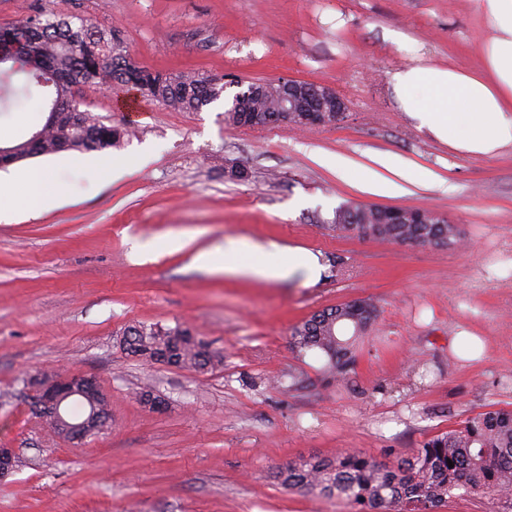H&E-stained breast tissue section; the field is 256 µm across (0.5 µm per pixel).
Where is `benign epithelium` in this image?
Returning <instances> with one entry per match:
<instances>
[{"mask_svg":"<svg viewBox=\"0 0 512 512\" xmlns=\"http://www.w3.org/2000/svg\"><path fill=\"white\" fill-rule=\"evenodd\" d=\"M251 96H274L278 101L276 111L280 112L279 123L292 124V113L299 115V126L303 128L319 126L323 119L321 112L329 110L336 113V119H341L346 105L333 90L316 86L308 91L295 80L281 83L272 87L261 82H253L250 86ZM90 397V407L80 419L70 416L68 404L77 396ZM30 396L38 407L45 409L54 420L56 428L62 434H68L72 439L79 441L91 431V423L97 418V403L103 395L96 388L95 379L87 375H72L60 379L57 383L30 391Z\"/></svg>","mask_w":512,"mask_h":512,"instance_id":"obj_1","label":"benign epithelium"}]
</instances>
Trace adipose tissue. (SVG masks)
Segmentation results:
<instances>
[{
	"instance_id": "ef3b65f1",
	"label": "adipose tissue",
	"mask_w": 512,
	"mask_h": 512,
	"mask_svg": "<svg viewBox=\"0 0 512 512\" xmlns=\"http://www.w3.org/2000/svg\"><path fill=\"white\" fill-rule=\"evenodd\" d=\"M478 7L489 28L481 70L432 66L415 55L392 72L390 82L402 111L418 128L455 151L493 156L512 141V0H478ZM65 199L62 187L36 172L27 176L24 196L0 188V218ZM277 250L276 244L242 238L229 245L223 261L209 251L200 252L195 261L203 267L220 263L225 271L266 282L320 278L323 266L315 254L283 261L276 259Z\"/></svg>"
}]
</instances>
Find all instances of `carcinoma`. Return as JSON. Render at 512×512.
I'll return each instance as SVG.
<instances>
[{
    "label": "carcinoma",
    "instance_id": "obj_1",
    "mask_svg": "<svg viewBox=\"0 0 512 512\" xmlns=\"http://www.w3.org/2000/svg\"><path fill=\"white\" fill-rule=\"evenodd\" d=\"M20 37L24 58L14 59L28 76L26 93L36 91L40 101L61 99L78 110L79 122L63 112L47 118L31 136L7 144L6 165L65 151L90 152L110 148L129 135L125 126H112L104 118L80 109V87L94 83L126 86L141 96L184 112H197L221 98L224 85L210 77L167 75L135 62L124 49L119 31H95L72 16L53 13L42 20L28 17L0 25V41ZM402 221L391 223L386 207H340L336 230L388 243H416L433 237L435 245L456 242L459 229L420 208H402ZM374 309L356 300L323 309L296 325L291 332L295 347L314 350L328 358L329 378H345L355 363L356 341L367 333ZM125 354L195 372L212 368L218 355L208 349L189 327L129 326L122 331ZM454 463L449 467L448 463ZM275 479L288 489L336 498L360 512H434L448 499L462 495H489L512 512V409H487L458 427L437 434L406 458L389 466L357 451H341L330 458L310 457L276 470Z\"/></svg>",
    "mask_w": 512,
    "mask_h": 512
}]
</instances>
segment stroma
Returning <instances> with one entry per match:
<instances>
[{
  "mask_svg": "<svg viewBox=\"0 0 512 512\" xmlns=\"http://www.w3.org/2000/svg\"><path fill=\"white\" fill-rule=\"evenodd\" d=\"M62 12L119 28L128 54L163 74L237 77L197 112L129 90L81 89L83 107L132 135L106 149L129 173L106 184L79 152L11 165L46 171L61 206L0 221V447L19 466L0 482V512H351L285 489L275 469L352 449L390 463L491 405L512 408V144L498 155L452 150L402 112L389 76L410 50L474 70L488 36L475 0H0V25ZM23 74L0 64V141L47 117ZM300 80L346 102L341 121L246 128L224 111L238 83ZM357 169L390 157L437 173L412 195H377L319 164ZM244 167L247 179L232 178ZM415 207L455 224L447 247L340 236L338 207ZM320 254L312 284L249 279L194 262L229 240ZM366 299L369 336L349 378L298 353L292 328ZM193 329L223 358L198 373L128 357L123 329ZM465 332L481 359L451 349ZM89 375L112 404L107 430L74 444L29 406L25 381ZM152 390L157 408L143 404Z\"/></svg>",
  "mask_w": 512,
  "mask_h": 512,
  "instance_id": "stroma-1",
  "label": "stroma"
}]
</instances>
